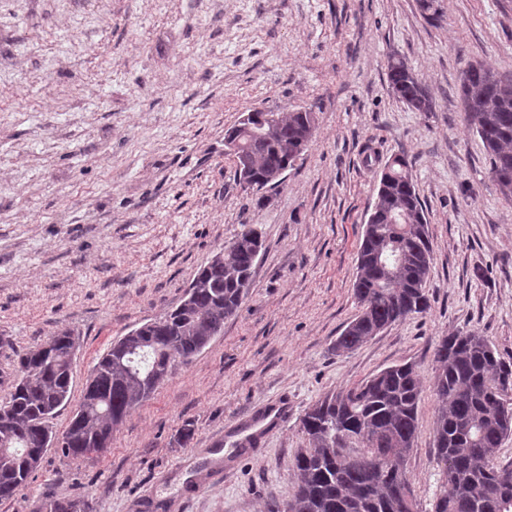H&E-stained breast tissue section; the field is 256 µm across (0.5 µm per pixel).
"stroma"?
<instances>
[{"mask_svg":"<svg viewBox=\"0 0 512 512\" xmlns=\"http://www.w3.org/2000/svg\"><path fill=\"white\" fill-rule=\"evenodd\" d=\"M0 0V372L67 331L79 402L112 342L176 306L243 225L265 248L235 317L84 457L49 449L0 512L42 497L87 512H271L295 491L304 411L412 363L424 389L405 462L430 512L433 350L476 331L512 360V204L460 112L479 62L512 78V0ZM406 59L436 108L389 93ZM310 108L314 135L284 183L235 180L224 133L247 112ZM403 153L433 240L428 314L339 353L378 163ZM195 428L190 446L177 441Z\"/></svg>","mask_w":512,"mask_h":512,"instance_id":"stroma-1","label":"stroma"}]
</instances>
